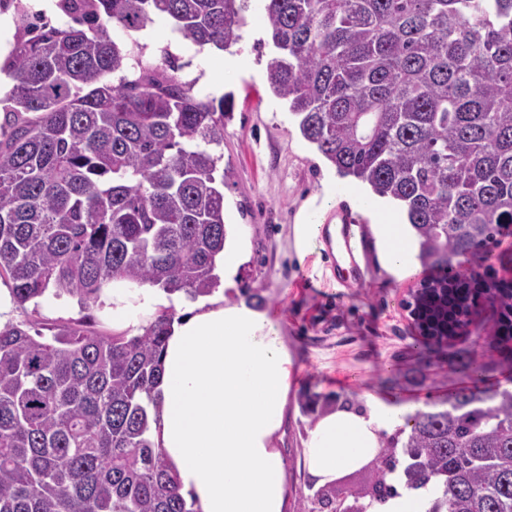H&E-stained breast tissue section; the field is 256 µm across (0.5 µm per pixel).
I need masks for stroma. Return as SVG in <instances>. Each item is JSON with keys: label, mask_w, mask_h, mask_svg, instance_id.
<instances>
[{"label": "stroma", "mask_w": 512, "mask_h": 512, "mask_svg": "<svg viewBox=\"0 0 512 512\" xmlns=\"http://www.w3.org/2000/svg\"><path fill=\"white\" fill-rule=\"evenodd\" d=\"M113 36L140 43L142 59L150 65L164 68L169 58H177L178 78L193 83L199 96L233 97L220 162L228 170L225 221L243 250L232 297L274 313L292 358L288 421L279 441L288 461L287 512L310 506L317 490L302 464L306 431L340 403L372 395L433 411L447 407L458 388L512 384V340L489 341L498 323V302L485 301L468 331L440 346L422 337L404 307L409 289L433 278V271L416 263L397 276L379 253L365 280L343 287L331 279L321 248L297 258L293 226L304 211L326 214L371 190L338 176L302 137L284 101L270 91L266 67L274 48L261 0H252L239 41L225 52L194 46L163 18ZM228 54L238 59L230 75L224 72ZM452 265L484 278L512 279V233L500 236L485 258L457 257ZM462 353L470 357L471 370H452ZM306 396L315 405L305 412L300 401Z\"/></svg>", "instance_id": "1"}]
</instances>
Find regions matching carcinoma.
Instances as JSON below:
<instances>
[{
    "label": "carcinoma",
    "instance_id": "obj_1",
    "mask_svg": "<svg viewBox=\"0 0 512 512\" xmlns=\"http://www.w3.org/2000/svg\"><path fill=\"white\" fill-rule=\"evenodd\" d=\"M73 20L19 36L0 72V278L17 307L98 299L125 279L194 300L224 247L225 98L142 60L109 29L155 16L192 44L236 43L249 0H58ZM272 93L303 138L402 204L417 259L447 273L512 224V0H263ZM133 68L130 78L124 71ZM123 73L117 83L105 80ZM173 314L137 336L85 321L0 328V512H192L151 440L150 393ZM382 440L386 475L428 512H512V390L460 388Z\"/></svg>",
    "mask_w": 512,
    "mask_h": 512
}]
</instances>
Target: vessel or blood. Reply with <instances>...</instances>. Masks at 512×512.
Returning <instances> with one entry per match:
<instances>
[{"instance_id": "1", "label": "vessel or blood", "mask_w": 512, "mask_h": 512, "mask_svg": "<svg viewBox=\"0 0 512 512\" xmlns=\"http://www.w3.org/2000/svg\"><path fill=\"white\" fill-rule=\"evenodd\" d=\"M335 225V232H324L323 250L330 260L333 277L338 283H345L347 270H354L358 276H366L373 269L375 238L367 225L357 223L346 208H336L326 219Z\"/></svg>"}]
</instances>
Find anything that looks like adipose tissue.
I'll list each match as a JSON object with an SVG mask.
<instances>
[{
  "mask_svg": "<svg viewBox=\"0 0 512 512\" xmlns=\"http://www.w3.org/2000/svg\"><path fill=\"white\" fill-rule=\"evenodd\" d=\"M392 273L413 265L417 242L383 202L366 207ZM91 311L116 335L142 333L174 315L152 397V440L193 512H284L287 464L277 446L287 412L291 356L270 311L228 301L223 291L187 300L123 279L105 285ZM409 405L367 398L319 417L303 442L317 484L374 460L383 435L405 427Z\"/></svg>",
  "mask_w": 512,
  "mask_h": 512,
  "instance_id": "obj_1",
  "label": "adipose tissue"
}]
</instances>
